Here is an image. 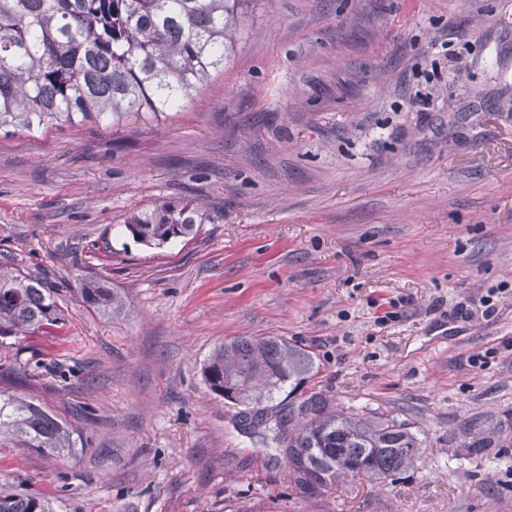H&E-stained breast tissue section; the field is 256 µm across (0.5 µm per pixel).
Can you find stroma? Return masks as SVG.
I'll return each instance as SVG.
<instances>
[{"mask_svg":"<svg viewBox=\"0 0 512 512\" xmlns=\"http://www.w3.org/2000/svg\"><path fill=\"white\" fill-rule=\"evenodd\" d=\"M162 201L211 220L161 248L123 231ZM0 262L61 312L0 347V390L77 440L0 448V492L54 512H512V0H251L223 68L161 119L0 130ZM89 275L120 312L82 302ZM239 336L313 358L270 412L319 393L408 424L420 457L299 489L204 379ZM78 293L82 302L93 311L110 315L122 309L123 298L117 289L104 278H85L79 283Z\"/></svg>","mask_w":512,"mask_h":512,"instance_id":"stroma-1","label":"stroma"}]
</instances>
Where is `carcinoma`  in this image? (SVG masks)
<instances>
[{
  "mask_svg": "<svg viewBox=\"0 0 512 512\" xmlns=\"http://www.w3.org/2000/svg\"><path fill=\"white\" fill-rule=\"evenodd\" d=\"M249 0H0V129L35 132L65 123L163 114L193 99L224 66ZM202 206L163 201L130 215L132 238L157 248L197 235ZM78 293L110 315L123 298L99 277ZM45 283L0 264V338L58 322ZM312 367L308 355L271 336H244L214 349L203 369L211 390L256 409L257 444L284 449L294 484L317 495L340 477L385 480L417 459L422 443L394 419L338 413L314 393L288 414L263 418L262 404ZM74 430L32 399L0 391V448L61 456ZM0 512H53L48 501L0 494Z\"/></svg>",
  "mask_w": 512,
  "mask_h": 512,
  "instance_id": "cac0c4a2",
  "label": "carcinoma"
}]
</instances>
